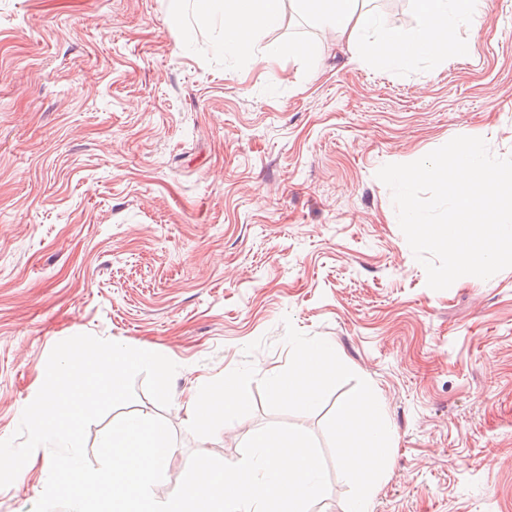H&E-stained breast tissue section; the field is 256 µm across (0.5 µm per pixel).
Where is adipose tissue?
Returning a JSON list of instances; mask_svg holds the SVG:
<instances>
[{"label": "adipose tissue", "mask_w": 512, "mask_h": 512, "mask_svg": "<svg viewBox=\"0 0 512 512\" xmlns=\"http://www.w3.org/2000/svg\"><path fill=\"white\" fill-rule=\"evenodd\" d=\"M170 21L180 24L183 6L202 13L220 12L223 38L218 45L227 55L243 53L255 34L278 28L284 19L285 0H180ZM298 9L317 26L336 31L339 37L358 41L361 54L370 57L382 71H395L420 57L441 58L448 52L468 56L470 40L463 31L478 32L486 17L489 0H413L420 18L414 31L391 27L363 0H295ZM374 42H364V35ZM248 396L242 380L190 396L187 409L194 422L213 426L244 410Z\"/></svg>", "instance_id": "adipose-tissue-1"}]
</instances>
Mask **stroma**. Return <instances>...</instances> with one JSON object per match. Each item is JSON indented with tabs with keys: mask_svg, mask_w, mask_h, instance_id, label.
I'll return each instance as SVG.
<instances>
[{
	"mask_svg": "<svg viewBox=\"0 0 512 512\" xmlns=\"http://www.w3.org/2000/svg\"><path fill=\"white\" fill-rule=\"evenodd\" d=\"M173 0H0V439L36 396L58 342L91 334L178 366L160 407L87 430L95 456L126 414L162 417L173 495L193 453L239 462L285 424L330 446L344 383L310 413H278L262 378L291 351L283 317L332 341L392 424L374 512H512V268L428 287L376 176L459 135L512 156V0H491L467 57L381 72L288 0L249 53H216L219 17ZM321 51L319 64L288 54ZM247 382L216 432L187 388ZM48 475L19 472L0 512H32Z\"/></svg>",
	"mask_w": 512,
	"mask_h": 512,
	"instance_id": "obj_1",
	"label": "stroma"
}]
</instances>
